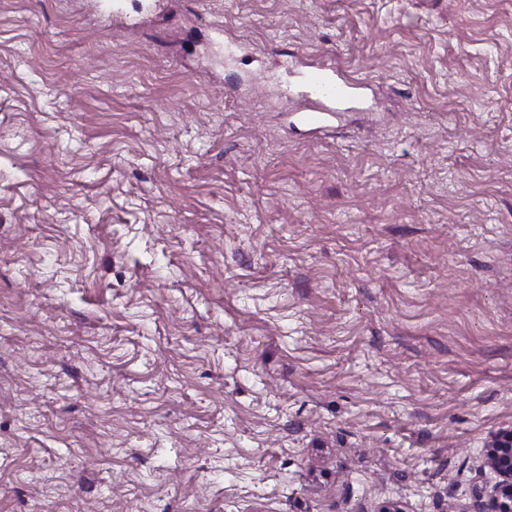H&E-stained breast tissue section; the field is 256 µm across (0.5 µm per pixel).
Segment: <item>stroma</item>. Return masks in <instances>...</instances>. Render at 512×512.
Segmentation results:
<instances>
[{
	"label": "stroma",
	"instance_id": "stroma-1",
	"mask_svg": "<svg viewBox=\"0 0 512 512\" xmlns=\"http://www.w3.org/2000/svg\"><path fill=\"white\" fill-rule=\"evenodd\" d=\"M510 430L512 0H0V512H475ZM309 96L317 100H336L345 96L354 84L345 79L336 67L311 66L305 73Z\"/></svg>",
	"mask_w": 512,
	"mask_h": 512
}]
</instances>
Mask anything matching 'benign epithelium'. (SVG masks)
<instances>
[{
	"label": "benign epithelium",
	"instance_id": "1",
	"mask_svg": "<svg viewBox=\"0 0 512 512\" xmlns=\"http://www.w3.org/2000/svg\"><path fill=\"white\" fill-rule=\"evenodd\" d=\"M481 462V469L489 470L495 481L471 482L470 493L477 512H512V432L492 436Z\"/></svg>",
	"mask_w": 512,
	"mask_h": 512
}]
</instances>
